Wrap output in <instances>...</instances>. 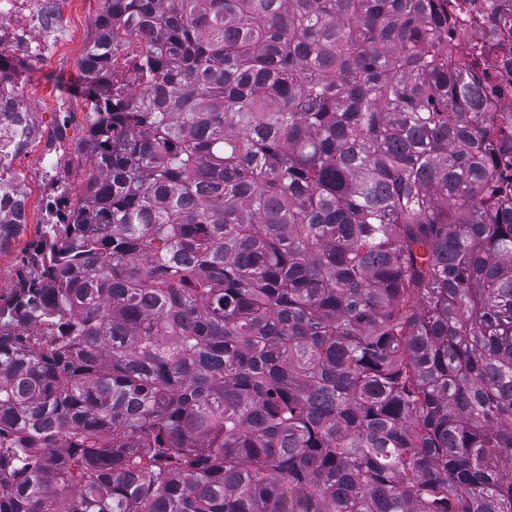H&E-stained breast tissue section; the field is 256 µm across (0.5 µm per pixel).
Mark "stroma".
Returning a JSON list of instances; mask_svg holds the SVG:
<instances>
[{"mask_svg": "<svg viewBox=\"0 0 512 512\" xmlns=\"http://www.w3.org/2000/svg\"><path fill=\"white\" fill-rule=\"evenodd\" d=\"M102 7L101 0H78L59 33V50L29 64L23 72L26 102L34 109L35 121L44 137L15 163L16 177L27 184L32 200L28 224L13 239L10 248L0 253L1 298H8L16 287L21 261L41 236L51 186L60 181L76 191L88 174L89 161L83 143L91 116L88 103L80 94L84 84L81 60L94 33L92 21ZM48 84L66 94L67 111H56L50 94L44 90Z\"/></svg>", "mask_w": 512, "mask_h": 512, "instance_id": "35a3bbf8", "label": "stroma"}]
</instances>
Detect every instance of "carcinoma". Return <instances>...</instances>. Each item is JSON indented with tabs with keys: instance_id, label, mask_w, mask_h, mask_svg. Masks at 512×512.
<instances>
[{
	"instance_id": "cac0c4a2",
	"label": "carcinoma",
	"mask_w": 512,
	"mask_h": 512,
	"mask_svg": "<svg viewBox=\"0 0 512 512\" xmlns=\"http://www.w3.org/2000/svg\"><path fill=\"white\" fill-rule=\"evenodd\" d=\"M448 0H103L80 191L0 304V512H512V114Z\"/></svg>"
}]
</instances>
